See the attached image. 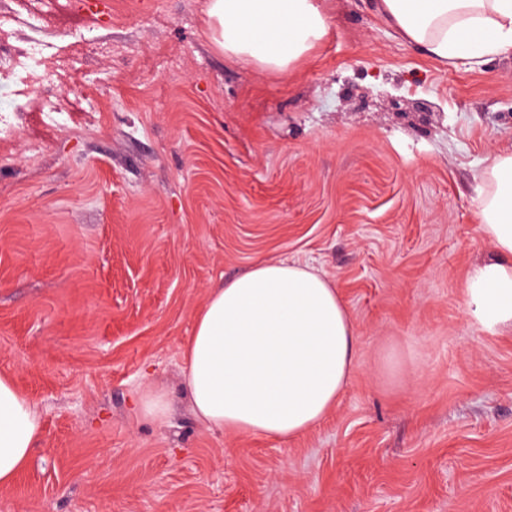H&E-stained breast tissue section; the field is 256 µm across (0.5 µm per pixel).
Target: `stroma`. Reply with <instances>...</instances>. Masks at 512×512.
Listing matches in <instances>:
<instances>
[{
  "label": "stroma",
  "instance_id": "obj_1",
  "mask_svg": "<svg viewBox=\"0 0 512 512\" xmlns=\"http://www.w3.org/2000/svg\"><path fill=\"white\" fill-rule=\"evenodd\" d=\"M322 3L328 36L279 75L224 56L207 0H0L49 16L17 37L67 44L70 73L59 120L32 89L0 143V375L43 423L0 512H512V332L463 297L494 256L475 199L512 151V57L436 63L371 0ZM278 259L339 288L355 368L298 437L207 429L196 315ZM168 409V401L163 393L150 392L141 400V410L149 418L163 419L167 416Z\"/></svg>",
  "mask_w": 512,
  "mask_h": 512
}]
</instances>
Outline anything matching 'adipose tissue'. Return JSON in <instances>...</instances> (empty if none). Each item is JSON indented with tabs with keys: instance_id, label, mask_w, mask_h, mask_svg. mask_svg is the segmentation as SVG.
Returning a JSON list of instances; mask_svg holds the SVG:
<instances>
[{
	"instance_id": "1",
	"label": "adipose tissue",
	"mask_w": 512,
	"mask_h": 512,
	"mask_svg": "<svg viewBox=\"0 0 512 512\" xmlns=\"http://www.w3.org/2000/svg\"><path fill=\"white\" fill-rule=\"evenodd\" d=\"M374 13L429 58L470 69L512 56V0H374ZM211 40L225 56L288 74L324 40L320 0H208ZM476 208L493 261L472 266L468 320L495 335L512 330V152L482 173ZM359 341L335 285L307 264L261 260L213 289L185 345V383L203 423L283 440L335 407ZM42 434L31 400L0 376V485L12 484Z\"/></svg>"
}]
</instances>
